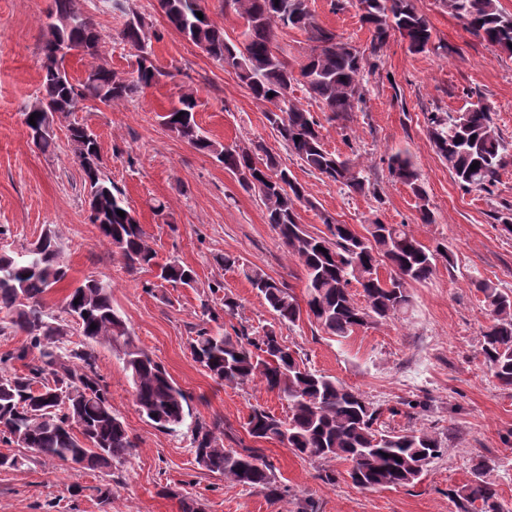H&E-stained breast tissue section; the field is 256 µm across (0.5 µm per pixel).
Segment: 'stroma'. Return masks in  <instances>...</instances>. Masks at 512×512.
<instances>
[{
  "label": "stroma",
  "mask_w": 512,
  "mask_h": 512,
  "mask_svg": "<svg viewBox=\"0 0 512 512\" xmlns=\"http://www.w3.org/2000/svg\"><path fill=\"white\" fill-rule=\"evenodd\" d=\"M428 20L441 53H414L393 36L377 54L379 68L369 75L365 100L343 137L337 121L322 112L302 88L298 104L323 125L327 150L363 168L376 194L348 193L335 182L304 167L288 153L256 101L230 68L171 30L156 0H136L152 32L154 60L164 76L132 102L100 104L55 124L58 147L44 154L28 141L24 114L42 82V43L53 0H0V226L10 231L11 250L53 229L64 245L67 277L46 296L61 306L71 288L92 277L112 286V305L127 322L136 342L160 362L188 395L189 413L175 431H164L143 417L132 382L119 355L96 347L99 374L109 385L113 411L125 422L137 447L111 473L74 470L55 459L30 468L0 470V512H181L180 496L197 499L204 512H461L458 496L472 480L474 458L487 464L501 503L512 512V389L498 386L483 363L482 331L489 319L474 279L492 281L512 294V234L498 221L512 209V164L500 173L494 192L464 190L436 155L427 133L431 112H459L482 103L507 142L512 143V57L470 33L440 0H414ZM317 20L352 44L368 49L372 35L360 13L334 9L332 0H309ZM100 34L99 55L73 53L67 63L72 80L81 79L96 58L107 59L118 76H129L133 58L121 38L126 17L111 0H81ZM184 92L194 93L195 117L212 140L262 143L279 155L303 184L310 205L298 209L309 232L326 233L323 216L364 231L369 220L404 224L427 247L442 244L452 261L437 260L430 280L413 284L407 313L361 328L345 340L326 334L308 320L280 327L287 345L298 349L311 368L362 391L382 410L394 431L426 429L442 443L415 484L365 490L349 476L350 465L332 462L335 481L321 464L293 454L278 441L264 445L281 484L290 493L269 499L198 466L191 451L196 423L241 428L251 408L286 417L288 405L260 382L217 385L196 363L189 343L201 319V301L221 308L225 294L240 307L234 325L259 332L274 324L263 297L237 272L216 263L231 254L260 266L304 298L302 266L267 222L257 193L211 155L172 134L163 114ZM94 131L104 171L135 211L160 260L178 258L197 274L195 287L158 283L149 270L128 272L120 257L87 219L83 172L67 145L69 123ZM407 152L421 175L434 215L421 223L411 190L392 180L387 160ZM164 201L156 214L153 200ZM151 290H144L145 282ZM223 292L209 291L211 283ZM112 489L110 501L95 493Z\"/></svg>",
  "instance_id": "1"
}]
</instances>
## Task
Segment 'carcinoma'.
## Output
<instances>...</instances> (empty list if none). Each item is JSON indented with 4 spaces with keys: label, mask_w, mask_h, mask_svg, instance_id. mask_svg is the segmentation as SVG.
I'll list each match as a JSON object with an SVG mask.
<instances>
[{
    "label": "carcinoma",
    "mask_w": 512,
    "mask_h": 512,
    "mask_svg": "<svg viewBox=\"0 0 512 512\" xmlns=\"http://www.w3.org/2000/svg\"><path fill=\"white\" fill-rule=\"evenodd\" d=\"M362 21L372 31L370 55L393 34L407 41L412 52H438L427 19L413 0H358ZM449 12L462 19L477 37L512 55V14L498 0H442ZM169 27L213 59L232 68L252 97L279 111L266 110V119L288 151L308 169L326 176L351 193L374 188L363 169L324 146L323 126L291 97L302 86L331 119L346 128L366 92L365 52L335 30L321 25L309 0H224L243 22L240 38L230 41L224 29L208 18L201 0H157ZM112 10L127 16L121 40L133 50L132 76L118 77L103 58L85 77L72 82L66 61L71 51L98 56L100 35L80 0H54L44 41V76L34 103L25 112L30 142L43 153L56 148V120L87 107L89 102L115 104L131 100L165 76L154 62L148 24L132 0H112ZM60 18L74 24L63 27ZM297 29L306 35V60L294 70L278 46L277 33ZM274 96H269V93ZM196 99L184 93L178 105L163 116L176 137L206 152L237 177L241 187L258 192L267 221L290 256L306 273V300L300 304L288 285L270 277L261 267L224 255L219 262L235 268L265 300L281 325L295 326L302 317L325 333L347 339L360 328L406 312L410 286L431 278L438 258L453 259L440 247L424 246L404 224H386L376 218L366 234L330 216L323 218L327 233L313 234L299 222L298 208L312 205L306 190L279 157L262 144H221L206 136L195 121ZM37 114L35 124L28 123ZM181 119H175V116ZM427 130L437 156L465 188L491 191L499 171L512 163V146L496 130L488 108L471 105L462 112H431ZM68 143L82 169L88 220L131 271L156 270L167 283L192 288L196 272L176 259L158 260L134 211L121 189L102 171L97 136L71 123ZM478 163L472 170L470 166ZM394 181L411 189L420 200L419 220L434 222L420 173L410 158L396 153L388 158ZM123 211L121 217L117 211ZM38 252L0 251V334L25 337L23 344L0 354V443L20 452L0 453V469L18 470L29 458L27 449L79 469H109L123 464L136 448L126 424L112 411L108 385L97 370L94 346L121 354L134 387L139 412L162 429L174 430L185 420L186 393L165 368L138 346L123 317L112 305V287L87 279L71 288L60 310L46 301L47 293L65 280L63 244L48 228L35 241ZM326 252L319 251V248ZM391 268L383 277L381 265ZM361 289L358 303L351 286ZM483 296L489 325L482 332L481 354L492 377L512 389V296L492 282L475 281ZM79 303H74V300ZM203 323L191 338L193 359L219 385L239 386L260 379L266 388L288 403V416L278 417L254 407L242 428L254 445H246L224 421L195 426L193 444L199 466L246 489L281 498L288 490L278 484L275 466L256 444L288 433V449L314 462L351 464L352 483L370 490L407 487L415 483L432 460L442 456L438 438L424 430L388 431L379 424L382 410L363 392L308 367L288 347L275 326L251 336L246 328L219 324L220 316L201 303ZM217 328L209 327V323ZM96 328H90V325ZM80 337L75 342L72 336ZM20 362L24 371L7 366ZM236 447H224V439ZM486 464L473 462L474 480L463 486L462 512H504L494 483L485 478Z\"/></svg>",
    "instance_id": "obj_1"
}]
</instances>
